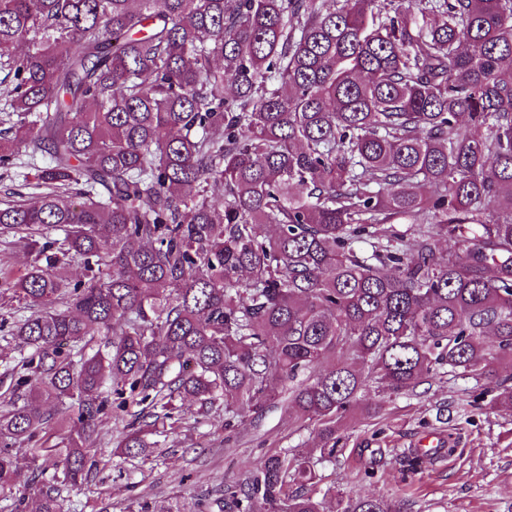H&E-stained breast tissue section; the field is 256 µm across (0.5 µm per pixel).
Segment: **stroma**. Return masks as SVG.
Returning a JSON list of instances; mask_svg holds the SVG:
<instances>
[{
  "label": "stroma",
  "mask_w": 512,
  "mask_h": 512,
  "mask_svg": "<svg viewBox=\"0 0 512 512\" xmlns=\"http://www.w3.org/2000/svg\"><path fill=\"white\" fill-rule=\"evenodd\" d=\"M48 162L22 153L12 168L0 169V201L34 200L35 170ZM487 388L486 380L457 371L390 398L369 386L365 397L382 402L381 412L348 418L335 461L315 467L313 492L321 497L334 485L396 500L403 512H512V409L493 406ZM313 428L279 403L230 433L223 416L204 421L186 413L164 450L148 449L144 458L68 487L62 512H136L143 502L165 512L177 496L189 503L215 499L267 455L308 446ZM421 446L435 447L437 459L402 471L401 453Z\"/></svg>",
  "instance_id": "1"
}]
</instances>
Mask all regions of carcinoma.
I'll return each mask as SVG.
<instances>
[{
  "label": "carcinoma",
  "instance_id": "obj_1",
  "mask_svg": "<svg viewBox=\"0 0 512 512\" xmlns=\"http://www.w3.org/2000/svg\"><path fill=\"white\" fill-rule=\"evenodd\" d=\"M0 68V168L51 158L36 204L0 202L34 253L0 283L30 310L0 489L61 512L111 463L102 420L134 458L188 402L230 429L282 391L312 447L212 505L326 512L305 486L381 411L368 383L451 367L512 407V0H0ZM336 512L402 510L340 490Z\"/></svg>",
  "mask_w": 512,
  "mask_h": 512
}]
</instances>
